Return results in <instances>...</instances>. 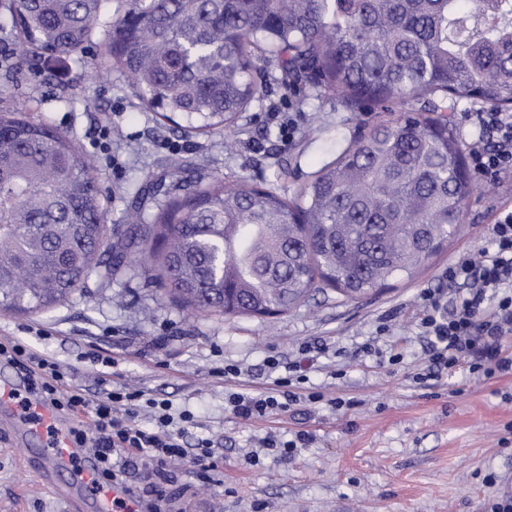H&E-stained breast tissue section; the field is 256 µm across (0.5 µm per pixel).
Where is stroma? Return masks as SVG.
Instances as JSON below:
<instances>
[{"label": "stroma", "instance_id": "1", "mask_svg": "<svg viewBox=\"0 0 512 512\" xmlns=\"http://www.w3.org/2000/svg\"><path fill=\"white\" fill-rule=\"evenodd\" d=\"M17 34L11 17H0V84L9 88L0 112L30 107V119L94 156L106 223L122 236H133L132 209L151 206L162 180L245 176L295 197L354 131L335 98L303 82L285 86L272 67L258 101L240 114L230 151L223 136L185 133L147 109L125 75L93 80L103 38L76 60L23 61ZM477 182L459 233L413 277L367 297L317 289L282 315L188 317L127 270L109 286L89 278L53 311L0 313V343L53 358L88 391L140 389L193 414L187 438L213 439V467L135 463L126 474L141 497L160 498L161 512H493L500 496H512V374L431 376L420 326L424 292L450 298L449 264L482 249L497 210L512 206L511 175ZM106 357L112 366H102ZM296 362L304 382L288 412L233 414L232 393L270 390ZM300 431L312 441L288 454L258 445ZM28 449L0 426V512H83L22 466Z\"/></svg>", "mask_w": 512, "mask_h": 512}]
</instances>
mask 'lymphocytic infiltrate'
I'll return each instance as SVG.
<instances>
[{
    "mask_svg": "<svg viewBox=\"0 0 512 512\" xmlns=\"http://www.w3.org/2000/svg\"><path fill=\"white\" fill-rule=\"evenodd\" d=\"M476 120L481 132L492 137L491 143L475 146L471 152L476 170L492 178L512 174V113L491 109L477 113ZM448 279L463 286L449 303L430 292L423 296L420 325L430 339L431 367L449 373L465 368L487 377L511 374L512 354L503 346L512 335L511 208L499 211L489 225L488 245L479 257L464 256L450 264ZM0 357L24 370L52 405L77 418L75 441L98 459V484L120 481L133 458L148 467L158 460L196 463L212 453L207 438L198 439L192 448L185 445L173 427L192 423L193 415L187 410L173 412L168 401L126 387L102 390L100 398L91 399L86 389L67 382L55 361L20 343L0 344ZM291 384V379L281 378L271 392L231 394L232 411L245 419L287 412L298 399ZM144 408L153 420L149 429L137 422Z\"/></svg>",
    "mask_w": 512,
    "mask_h": 512,
    "instance_id": "f902f5d3",
    "label": "lymphocytic infiltrate"
}]
</instances>
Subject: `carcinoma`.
Here are the masks:
<instances>
[{"instance_id":"1","label":"carcinoma","mask_w":512,"mask_h":512,"mask_svg":"<svg viewBox=\"0 0 512 512\" xmlns=\"http://www.w3.org/2000/svg\"><path fill=\"white\" fill-rule=\"evenodd\" d=\"M111 3L0 0L24 51L58 59L82 52ZM105 35L96 76L129 75L164 119L230 146L270 61L356 120L397 108L336 142L292 200L245 177L178 195L153 187L161 201L131 213L150 244L132 266L190 315L262 318L316 288L353 300L413 275L456 234L476 188L453 124L425 113L438 96L512 109V0H130ZM23 112L0 113V309L27 314L64 304L92 275L111 282L130 243L108 232L106 195L74 138Z\"/></svg>"}]
</instances>
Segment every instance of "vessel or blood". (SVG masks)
<instances>
[{
    "instance_id": "b4317fda",
    "label": "vessel or blood",
    "mask_w": 512,
    "mask_h": 512,
    "mask_svg": "<svg viewBox=\"0 0 512 512\" xmlns=\"http://www.w3.org/2000/svg\"><path fill=\"white\" fill-rule=\"evenodd\" d=\"M17 384L0 386V408L9 412L16 424L42 444L48 464L65 472L91 494L97 512H137L136 494L126 485L98 486L96 463L84 449L75 447L69 438L68 426L37 398L20 403L15 394Z\"/></svg>"
}]
</instances>
